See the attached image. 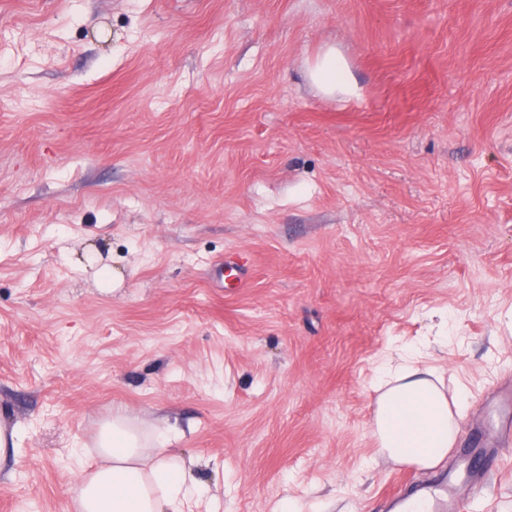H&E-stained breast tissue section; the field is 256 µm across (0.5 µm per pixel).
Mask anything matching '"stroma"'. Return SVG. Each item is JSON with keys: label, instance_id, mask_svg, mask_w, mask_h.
<instances>
[{"label": "stroma", "instance_id": "stroma-1", "mask_svg": "<svg viewBox=\"0 0 512 512\" xmlns=\"http://www.w3.org/2000/svg\"><path fill=\"white\" fill-rule=\"evenodd\" d=\"M409 353L464 401L433 470L372 432ZM119 414L177 428L193 512L465 471L512 512V0H0V512H77ZM314 84L326 93L349 92L351 87L336 52H328L311 74Z\"/></svg>", "mask_w": 512, "mask_h": 512}]
</instances>
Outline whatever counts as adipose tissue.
<instances>
[{
  "instance_id": "obj_1",
  "label": "adipose tissue",
  "mask_w": 512,
  "mask_h": 512,
  "mask_svg": "<svg viewBox=\"0 0 512 512\" xmlns=\"http://www.w3.org/2000/svg\"><path fill=\"white\" fill-rule=\"evenodd\" d=\"M451 418L448 399L427 369L410 365L378 397L374 433L393 460L430 469L456 440ZM96 447L101 463L82 483L79 512H185L203 494L182 456L163 447L146 454L125 417L102 427Z\"/></svg>"
}]
</instances>
